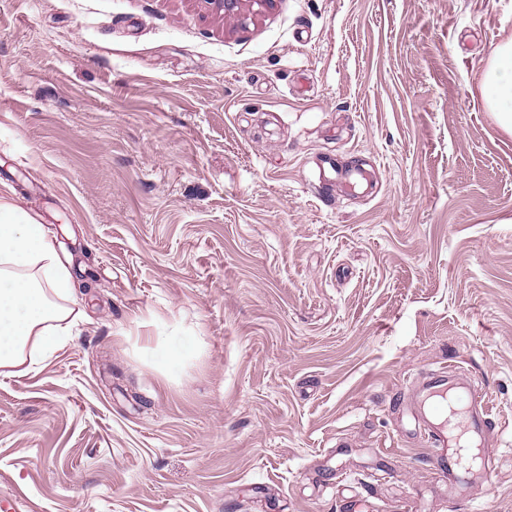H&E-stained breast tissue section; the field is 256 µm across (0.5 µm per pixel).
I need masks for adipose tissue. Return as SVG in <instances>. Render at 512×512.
Wrapping results in <instances>:
<instances>
[{
	"label": "adipose tissue",
	"mask_w": 512,
	"mask_h": 512,
	"mask_svg": "<svg viewBox=\"0 0 512 512\" xmlns=\"http://www.w3.org/2000/svg\"><path fill=\"white\" fill-rule=\"evenodd\" d=\"M481 93L512 130V41L496 46ZM70 273L47 230L30 213L0 201V367L50 356L70 334L64 302Z\"/></svg>",
	"instance_id": "obj_1"
}]
</instances>
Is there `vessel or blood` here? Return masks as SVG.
I'll return each instance as SVG.
<instances>
[{
    "label": "vessel or blood",
    "mask_w": 512,
    "mask_h": 512,
    "mask_svg": "<svg viewBox=\"0 0 512 512\" xmlns=\"http://www.w3.org/2000/svg\"><path fill=\"white\" fill-rule=\"evenodd\" d=\"M407 409L415 426L426 427L427 439L435 450L436 468L447 480L449 490H456L472 471L463 449L494 429L485 393L470 384L450 381L443 368L417 384Z\"/></svg>",
    "instance_id": "b4317fda"
}]
</instances>
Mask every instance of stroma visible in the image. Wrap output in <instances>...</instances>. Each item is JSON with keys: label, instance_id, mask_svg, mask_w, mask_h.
Instances as JSON below:
<instances>
[{"label": "stroma", "instance_id": "obj_1", "mask_svg": "<svg viewBox=\"0 0 512 512\" xmlns=\"http://www.w3.org/2000/svg\"><path fill=\"white\" fill-rule=\"evenodd\" d=\"M509 40L512 0H274L244 27L0 0V197L69 258L75 322L0 368V500L512 512V132L479 90ZM444 367L497 423L457 503L394 404Z\"/></svg>", "mask_w": 512, "mask_h": 512}]
</instances>
